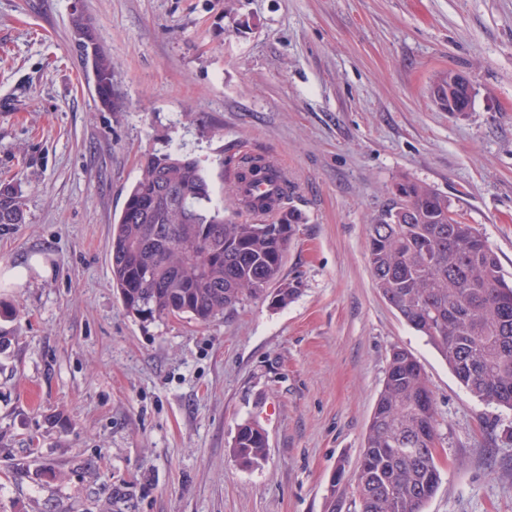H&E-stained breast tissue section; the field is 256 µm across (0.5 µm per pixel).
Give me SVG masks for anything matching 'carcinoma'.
<instances>
[{"label": "carcinoma", "instance_id": "1", "mask_svg": "<svg viewBox=\"0 0 512 512\" xmlns=\"http://www.w3.org/2000/svg\"><path fill=\"white\" fill-rule=\"evenodd\" d=\"M73 31L96 41L80 13ZM102 108L119 112L112 58L98 48L92 64ZM234 205L250 214L239 221L214 203L212 183L200 161L181 151L143 156L142 177L129 189L112 225V280L128 313L141 320L224 314L246 295L271 284L276 307L296 286L282 278L292 227L300 223L281 208L294 193L273 162L247 153L230 160ZM263 184L272 192L254 196ZM408 205L409 215L393 214ZM448 197L435 189L397 182L367 227L368 262L375 284L401 317L437 349L459 383L488 404L512 409V281L477 227L448 222ZM26 223L21 184L0 180V227ZM257 425L238 428L232 452L252 466L265 454ZM435 400L418 361L392 353L362 450L346 492L328 490V512H424L441 483L437 466Z\"/></svg>", "mask_w": 512, "mask_h": 512}]
</instances>
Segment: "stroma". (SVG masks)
<instances>
[{
	"instance_id": "obj_1",
	"label": "stroma",
	"mask_w": 512,
	"mask_h": 512,
	"mask_svg": "<svg viewBox=\"0 0 512 512\" xmlns=\"http://www.w3.org/2000/svg\"><path fill=\"white\" fill-rule=\"evenodd\" d=\"M112 59L100 106L71 14ZM466 74L469 112L440 109ZM248 152L295 185L288 305L139 321L113 284L112 225L141 157ZM0 512H326L353 475L393 350L433 392L441 484L425 512H512V411L474 398L376 287L367 226L403 179L474 224L512 280V0H0ZM267 447L239 466L240 424ZM24 194L20 183L0 180V228L25 223Z\"/></svg>"
}]
</instances>
